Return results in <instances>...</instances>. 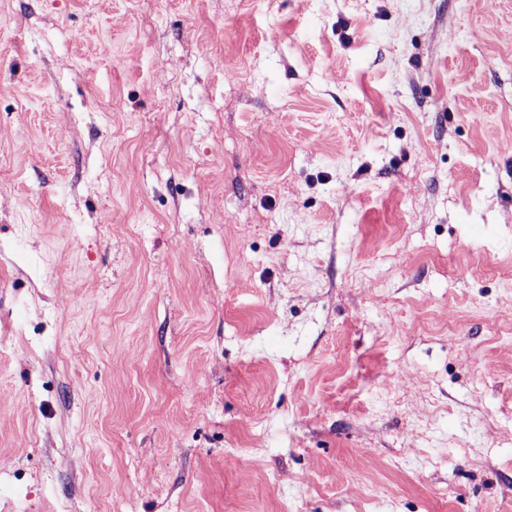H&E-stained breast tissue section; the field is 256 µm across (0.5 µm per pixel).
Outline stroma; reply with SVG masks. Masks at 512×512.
I'll return each instance as SVG.
<instances>
[{
    "label": "stroma",
    "instance_id": "obj_1",
    "mask_svg": "<svg viewBox=\"0 0 512 512\" xmlns=\"http://www.w3.org/2000/svg\"><path fill=\"white\" fill-rule=\"evenodd\" d=\"M509 139L512 0H0V512H512Z\"/></svg>",
    "mask_w": 512,
    "mask_h": 512
}]
</instances>
